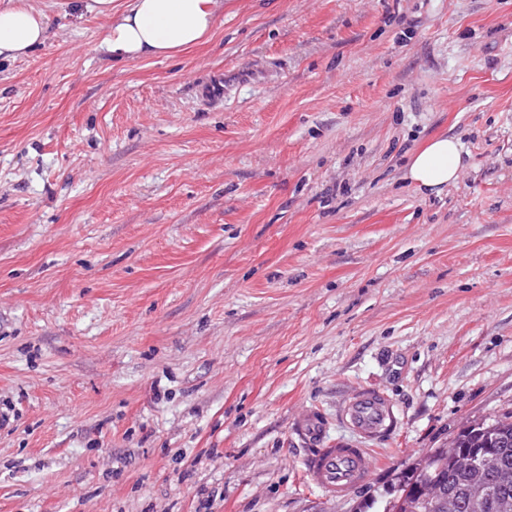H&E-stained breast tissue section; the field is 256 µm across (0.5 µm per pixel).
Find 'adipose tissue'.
Segmentation results:
<instances>
[{
  "instance_id": "adipose-tissue-1",
  "label": "adipose tissue",
  "mask_w": 512,
  "mask_h": 512,
  "mask_svg": "<svg viewBox=\"0 0 512 512\" xmlns=\"http://www.w3.org/2000/svg\"><path fill=\"white\" fill-rule=\"evenodd\" d=\"M91 11L111 18L101 46L113 60L171 58L208 39L224 11V0H91ZM49 19L33 0H6L0 6V57L16 59L43 45ZM462 166V146L440 136L413 153L407 177L418 188L441 193L453 184Z\"/></svg>"
}]
</instances>
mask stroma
<instances>
[{"label":"stroma","instance_id":"stroma-1","mask_svg":"<svg viewBox=\"0 0 512 512\" xmlns=\"http://www.w3.org/2000/svg\"><path fill=\"white\" fill-rule=\"evenodd\" d=\"M35 4L49 40L0 60V512H385L512 411V0H224L117 64L88 0ZM447 134L459 178L421 193ZM361 386L399 417L369 444ZM311 406L373 448L344 498ZM462 150L454 137H436L411 155L406 177L421 190L440 194L458 179ZM342 419L367 441L391 433L397 426L394 405L387 393L374 387H360L341 410ZM327 427L322 412L307 407L296 419L294 432L315 447L307 463L312 484L331 497L343 498L369 479L373 469L371 448L349 447L341 442L336 447L326 446ZM417 464L413 463L406 466L400 473L399 485L396 490V495L393 502H389V508L385 511L388 512H405L407 505L415 501V485L418 481L419 475L417 474Z\"/></svg>","mask_w":512,"mask_h":512}]
</instances>
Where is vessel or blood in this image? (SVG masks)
<instances>
[{
    "mask_svg": "<svg viewBox=\"0 0 512 512\" xmlns=\"http://www.w3.org/2000/svg\"><path fill=\"white\" fill-rule=\"evenodd\" d=\"M342 419L362 439L373 441L391 433L397 426L394 405L387 393L374 387L359 388L341 410ZM328 423L320 410L305 408L299 414L295 434L312 446L307 475L327 495L342 498L365 483L373 469L370 449L344 443H326Z\"/></svg>",
    "mask_w": 512,
    "mask_h": 512,
    "instance_id": "obj_1",
    "label": "vessel or blood"
}]
</instances>
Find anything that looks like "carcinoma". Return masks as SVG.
<instances>
[{
  "instance_id": "carcinoma-1",
  "label": "carcinoma",
  "mask_w": 512,
  "mask_h": 512,
  "mask_svg": "<svg viewBox=\"0 0 512 512\" xmlns=\"http://www.w3.org/2000/svg\"><path fill=\"white\" fill-rule=\"evenodd\" d=\"M453 446L469 452H480L490 448L502 458V467L496 473L464 476L453 469L444 449H435L430 477L443 488L457 493L461 500L460 512H474L466 498L467 488L473 482L491 487L512 502V412L476 423L472 429L458 433ZM418 478L417 464L406 466L400 473L398 489L387 512H405L407 505L415 501V485Z\"/></svg>"
}]
</instances>
